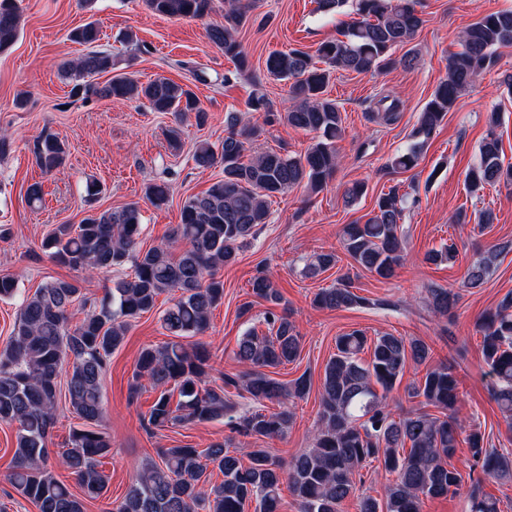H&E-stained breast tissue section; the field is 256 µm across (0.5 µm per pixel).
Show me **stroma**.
I'll return each mask as SVG.
<instances>
[{
	"instance_id": "obj_1",
	"label": "stroma",
	"mask_w": 512,
	"mask_h": 512,
	"mask_svg": "<svg viewBox=\"0 0 512 512\" xmlns=\"http://www.w3.org/2000/svg\"><path fill=\"white\" fill-rule=\"evenodd\" d=\"M17 4L20 35L9 51L0 54V131H7L11 141L10 152L0 156V274L17 277L22 292L28 294L59 279L75 283L92 299L101 298L124 278V271L90 277L51 261L42 247L55 225L76 224L83 218L87 179L101 186L98 209L138 203L145 224L142 245L157 244L179 224L187 197L205 190L222 174L218 165L205 170L195 166L196 142L221 144L225 118L231 113L244 124L258 123L259 114L247 109L253 90L264 92L275 109L287 111L288 86L268 76V56L291 48L315 53L353 17L348 6L342 13L326 14L317 11L314 0H257L238 32L250 65V74L244 77L237 75L234 63L208 36L211 26L224 22V0H213L212 11L202 19L160 17L143 0H17ZM505 9H512V0H421L422 26L394 52L398 58L415 54L413 68L397 66L380 74L333 72L325 95L339 104L345 128L337 143L335 177L321 192L300 185L272 199L267 224L240 249L235 264L218 272L224 281V301L213 309L208 329L183 340L189 348L207 347L211 379L237 372L234 352L241 336L252 328L266 330L269 305L253 298L251 280L263 269L275 272L283 295L281 307L289 313L302 344L299 358L278 367L276 377L287 382L307 372L312 379L310 393L293 403L295 418L287 435L267 443L281 461L309 448L325 366L336 351L337 336L354 329L371 337L389 332L430 345L433 364L456 367L462 392L459 419L489 435L501 452L512 454V424L491 396L476 326L486 310L512 291V251L498 258L481 287L464 285L473 263L493 245L512 240V188L488 187L477 197L464 189L492 109L502 113L504 160L512 164V98L501 86L505 74L512 73V46L500 48L498 65L458 99L425 148L418 168L400 174L385 168L392 155L411 144L418 116L446 78L448 57L457 51L462 32L481 16ZM92 20L100 27L101 47L114 56L116 72L142 82L167 77L196 93L209 119L202 127L193 117L183 120L180 150H171L166 140L172 115L151 111L139 101H85L71 96L61 67L85 48L71 42L68 34ZM385 95L400 103L399 116L391 123L378 119L373 111ZM47 133L68 146L64 166L50 174L42 173L32 156L34 141ZM313 142L312 132L281 123L265 127L250 150L274 149L295 156ZM159 179L171 187L170 202L161 210L144 195L146 185ZM356 181L365 182L366 193L357 202L346 203L344 192ZM34 182L44 189L43 203L37 208L25 201L26 188ZM394 185L406 196L403 261L393 278L382 280L348 256L342 229L364 220L376 197ZM481 209L493 210L494 223L455 224L458 212L471 215ZM448 244L455 247L451 261L426 262L429 251ZM328 251L336 253V266L306 276L305 267L313 257ZM343 275L352 278L357 294L376 299L377 307H316L315 293ZM435 287L458 293L453 319L437 317L428 307L427 291ZM245 303L251 309L244 314L240 308ZM168 305L167 296H160L156 309L132 321L103 377L107 415L100 429L112 440L111 453L103 460L109 487L106 499L86 501V512H104L107 499L123 496L156 449L184 444L204 449L228 440L243 459L259 445L258 440L235 433L224 419L168 430L148 427L145 415L155 394L131 397L129 383L141 349L167 341L161 315ZM15 434L14 427L0 423V512H37L9 482Z\"/></svg>"
}]
</instances>
